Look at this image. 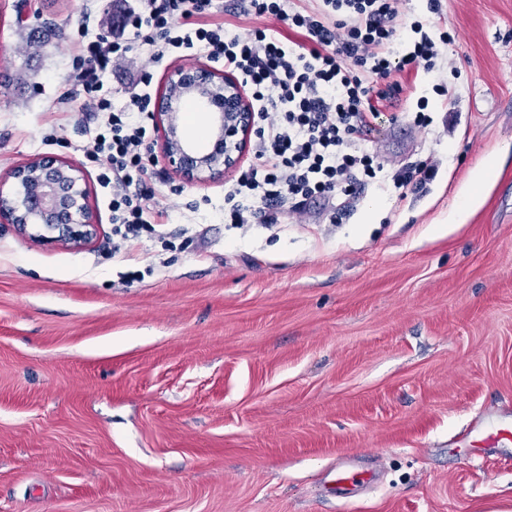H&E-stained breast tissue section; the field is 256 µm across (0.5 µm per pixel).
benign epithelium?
Here are the masks:
<instances>
[{"label": "benign epithelium", "instance_id": "7a95c632", "mask_svg": "<svg viewBox=\"0 0 512 512\" xmlns=\"http://www.w3.org/2000/svg\"><path fill=\"white\" fill-rule=\"evenodd\" d=\"M170 100L195 99L211 111L214 147L199 152L182 133V113L157 109L156 133L163 155L185 183H202L235 169L254 132V112L240 81L209 65L178 67L167 79ZM20 189L7 194L0 185V224L41 245L80 247L97 225L80 186L81 168L52 156H40L15 169Z\"/></svg>", "mask_w": 512, "mask_h": 512}]
</instances>
